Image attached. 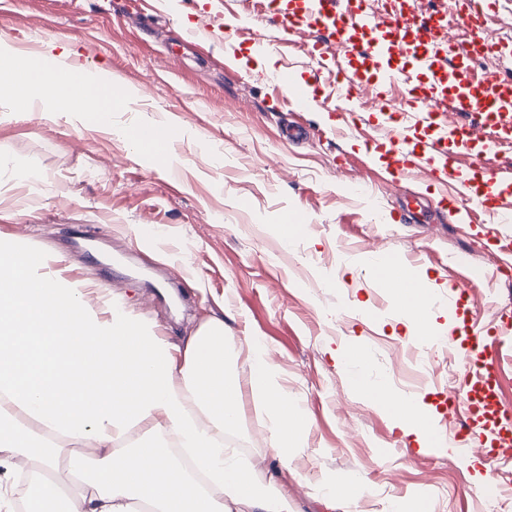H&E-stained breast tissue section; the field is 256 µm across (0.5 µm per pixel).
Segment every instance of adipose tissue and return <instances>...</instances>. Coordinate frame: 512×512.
Here are the masks:
<instances>
[{"label":"adipose tissue","mask_w":512,"mask_h":512,"mask_svg":"<svg viewBox=\"0 0 512 512\" xmlns=\"http://www.w3.org/2000/svg\"><path fill=\"white\" fill-rule=\"evenodd\" d=\"M0 87L17 104L36 97L81 116L113 112L112 81L84 79L14 56L0 44ZM47 259L18 240L0 238V468L19 472L67 466L80 489L43 486L52 512H288L282 484L245 466L224 435L241 416L244 384L225 369L224 319L215 316L184 345L120 307L99 316L79 284L47 271ZM250 385L272 413L271 452L291 472L301 451V410L288 398L256 336ZM369 398L395 415L404 435L431 445L416 405L393 403L383 385L363 382ZM144 437L127 448L132 429ZM67 439L75 451L63 452Z\"/></svg>","instance_id":"adipose-tissue-1"}]
</instances>
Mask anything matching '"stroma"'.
<instances>
[{"instance_id": "obj_1", "label": "stroma", "mask_w": 512, "mask_h": 512, "mask_svg": "<svg viewBox=\"0 0 512 512\" xmlns=\"http://www.w3.org/2000/svg\"><path fill=\"white\" fill-rule=\"evenodd\" d=\"M239 20L233 50L223 39L192 35L204 22ZM275 41V70L309 84L311 109L294 110L285 91L255 69V32ZM316 32L286 41L266 0H0V39L23 55L45 42L71 51L69 67L115 78L113 100L134 90L130 111L85 123L65 112H30L0 103V236L44 254L50 270L86 288V301L108 314V301L153 320L178 342L212 314L231 334L228 365L244 384L238 426L227 440L259 470L279 467L269 451L270 419L248 390L246 337L268 344L289 397L307 418L303 451L285 483L291 512H388L392 502L425 497L427 512H484V497L512 489V456L488 460L503 412L512 413V266L500 268L512 226L458 224L429 211L400 224L414 199L441 195L438 184L392 187L377 160L391 119L375 111L376 77L352 51L316 49ZM437 59L433 73L400 57V80L384 89L397 100L409 85L433 83L450 97ZM353 82L361 107L336 111V88ZM131 122L176 123L181 135L164 157L138 152L112 133ZM343 126L345 135L330 130ZM459 177L475 163L495 172L477 193L512 201V140L493 148L449 146ZM360 183L369 199L353 196ZM310 218L291 245L278 227L295 209ZM388 252L413 262L425 287L458 286L457 306L427 328L445 341L424 362L416 339L397 324L392 291L363 257ZM481 321L485 360L502 358L494 406L470 415L447 447L421 448L393 416L373 404L338 364L339 347L363 350L372 378L392 394L434 407L448 431V379L463 377L465 330ZM332 483L334 495L320 490ZM356 503L345 504L351 491Z\"/></svg>"}]
</instances>
